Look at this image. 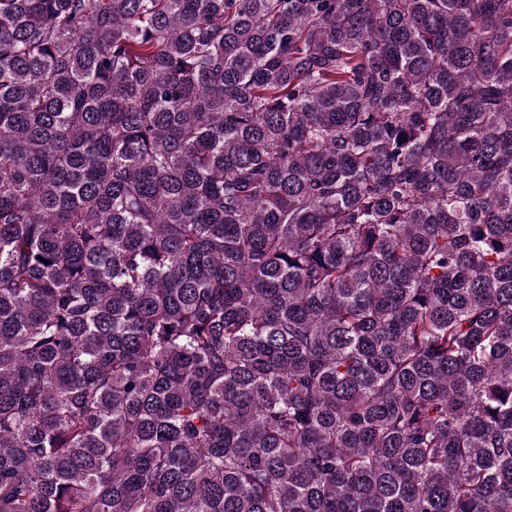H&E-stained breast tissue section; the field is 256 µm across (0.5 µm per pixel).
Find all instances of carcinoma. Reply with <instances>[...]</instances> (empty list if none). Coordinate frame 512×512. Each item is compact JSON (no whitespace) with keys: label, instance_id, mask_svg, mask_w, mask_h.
<instances>
[{"label":"carcinoma","instance_id":"1","mask_svg":"<svg viewBox=\"0 0 512 512\" xmlns=\"http://www.w3.org/2000/svg\"><path fill=\"white\" fill-rule=\"evenodd\" d=\"M0 512H512V0H0Z\"/></svg>","mask_w":512,"mask_h":512}]
</instances>
